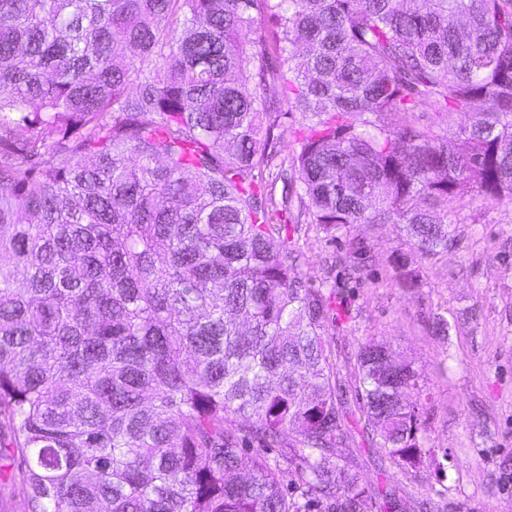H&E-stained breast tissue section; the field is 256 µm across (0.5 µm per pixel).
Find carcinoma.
<instances>
[{
    "mask_svg": "<svg viewBox=\"0 0 512 512\" xmlns=\"http://www.w3.org/2000/svg\"><path fill=\"white\" fill-rule=\"evenodd\" d=\"M267 19L276 69L247 53ZM270 75L309 121L278 199ZM424 112L474 113L467 151ZM468 191L512 203V0H0V481L29 512L396 508L338 449L358 411L443 469L422 372L371 339L343 401L272 216L430 256Z\"/></svg>",
    "mask_w": 512,
    "mask_h": 512,
    "instance_id": "1",
    "label": "carcinoma"
}]
</instances>
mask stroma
<instances>
[{"label":"stroma","mask_w":512,"mask_h":512,"mask_svg":"<svg viewBox=\"0 0 512 512\" xmlns=\"http://www.w3.org/2000/svg\"><path fill=\"white\" fill-rule=\"evenodd\" d=\"M266 99L279 114L277 157L290 159L305 122L289 111L281 82H269ZM277 222L300 259L305 286L343 297L342 319L324 339L344 397L356 399L355 354L371 337L390 343L425 375L423 445L446 454L445 476L426 463L408 471L386 463L384 449L362 441L359 419L352 461L360 486L396 488L410 512H512V204L471 192L452 199L448 250L436 257L421 256L400 224L327 231L293 213ZM352 238L366 249L356 275L343 262ZM398 254L417 272L412 286L392 277ZM438 316L448 320L447 335L431 332Z\"/></svg>","instance_id":"stroma-1"}]
</instances>
